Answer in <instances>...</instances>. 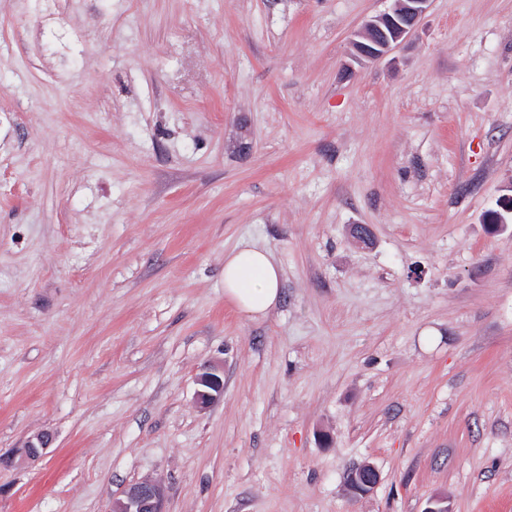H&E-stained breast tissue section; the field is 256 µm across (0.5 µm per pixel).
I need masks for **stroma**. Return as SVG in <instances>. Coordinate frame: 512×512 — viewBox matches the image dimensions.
Listing matches in <instances>:
<instances>
[{
    "mask_svg": "<svg viewBox=\"0 0 512 512\" xmlns=\"http://www.w3.org/2000/svg\"><path fill=\"white\" fill-rule=\"evenodd\" d=\"M388 6L0 0V512H512V0ZM432 0H392L387 12L364 22L351 40L352 56L361 63L380 61L411 36ZM282 274L268 250L240 245L224 254V295L249 319L264 318L281 299ZM200 389L197 391V401L201 407H208L218 401L224 392L223 378L216 369H209L198 377ZM378 480L379 475L376 469L370 464H365L352 474L350 485L355 493L365 494L375 486ZM165 490L150 478L131 484L112 502V512H166Z\"/></svg>",
    "mask_w": 512,
    "mask_h": 512,
    "instance_id": "35a3bbf8",
    "label": "stroma"
}]
</instances>
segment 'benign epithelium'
I'll list each match as a JSON object with an SVG mask.
<instances>
[{
    "mask_svg": "<svg viewBox=\"0 0 512 512\" xmlns=\"http://www.w3.org/2000/svg\"><path fill=\"white\" fill-rule=\"evenodd\" d=\"M432 0H392L391 7L383 14L364 22L351 40L352 56L361 63L380 61L392 53L411 36L421 19L428 12ZM200 389L198 403L206 408L218 401L224 392L220 373L210 369L198 377ZM49 439L38 435L23 449V458L28 462L39 460L48 448ZM379 480L376 469L365 464L350 478L354 492L365 494ZM165 490L150 478L131 484L122 497L113 500L112 512H165Z\"/></svg>",
    "mask_w": 512,
    "mask_h": 512,
    "instance_id": "1",
    "label": "benign epithelium"
}]
</instances>
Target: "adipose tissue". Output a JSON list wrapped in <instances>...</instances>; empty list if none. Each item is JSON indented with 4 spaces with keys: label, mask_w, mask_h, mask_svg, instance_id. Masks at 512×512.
Segmentation results:
<instances>
[{
    "label": "adipose tissue",
    "mask_w": 512,
    "mask_h": 512,
    "mask_svg": "<svg viewBox=\"0 0 512 512\" xmlns=\"http://www.w3.org/2000/svg\"><path fill=\"white\" fill-rule=\"evenodd\" d=\"M282 274L271 253L257 245L224 254V294L249 319L264 318L278 305Z\"/></svg>",
    "instance_id": "adipose-tissue-1"
}]
</instances>
